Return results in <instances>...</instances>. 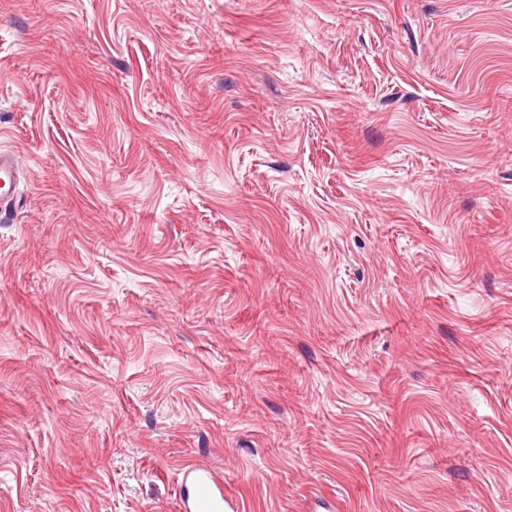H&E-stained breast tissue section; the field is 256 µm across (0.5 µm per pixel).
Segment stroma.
I'll use <instances>...</instances> for the list:
<instances>
[{
  "label": "stroma",
  "instance_id": "35a3bbf8",
  "mask_svg": "<svg viewBox=\"0 0 512 512\" xmlns=\"http://www.w3.org/2000/svg\"><path fill=\"white\" fill-rule=\"evenodd\" d=\"M0 512H512V0H0ZM19 172L17 159L0 153V212H4V208H8L14 201ZM180 511L234 512L232 497L224 493V482L198 465H187L180 482Z\"/></svg>",
  "mask_w": 512,
  "mask_h": 512
}]
</instances>
